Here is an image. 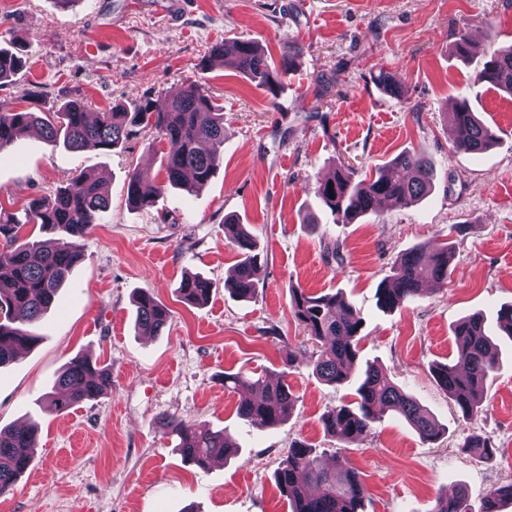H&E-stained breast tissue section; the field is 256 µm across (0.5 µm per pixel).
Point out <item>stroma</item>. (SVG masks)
Returning a JSON list of instances; mask_svg holds the SVG:
<instances>
[{
    "mask_svg": "<svg viewBox=\"0 0 512 512\" xmlns=\"http://www.w3.org/2000/svg\"><path fill=\"white\" fill-rule=\"evenodd\" d=\"M463 31L478 42L465 60L453 52ZM247 39L277 67L285 46L299 47L276 94L206 64L214 44ZM9 43L26 65L0 83V112L36 110L40 89L54 99L81 93L100 112L197 80L224 108V163L198 191L167 186L160 158L170 146L152 129L110 153L53 148L35 130L0 155L2 208L20 209L80 171L104 177L110 200L40 323V343L0 368V427L38 425L33 463L0 497V512H291L274 474L297 441L359 474L364 512H430L460 486L480 512L489 490L512 480V339H496L482 414L462 418L432 375L454 360L462 319L483 315L493 330L512 304V97L474 81L490 45L512 44V0H0V44ZM382 70L398 94L376 86ZM462 95L499 136L484 153L451 149ZM411 149L433 169L412 206L337 224L311 188L339 165L361 179ZM135 169L164 185L151 208L127 201ZM229 215L259 247L249 301L224 288L239 260L224 241ZM447 244L446 285L425 284L395 310L379 306L401 253ZM188 274L213 282L206 304L178 296ZM293 287L344 295L363 319L357 369L382 367L412 393L439 424L436 441L391 411L348 444L324 432L322 414L351 390L314 374L313 345L290 312ZM143 290L171 310L162 335L138 331L133 297ZM290 353L299 362L287 370ZM76 356L110 368L112 389L55 413L43 396ZM239 371L287 372L296 399L278 428L237 418L241 394L225 389L224 376ZM168 414L226 429L237 455L190 464L159 426ZM473 433L491 437L493 463L463 449Z\"/></svg>",
    "mask_w": 512,
    "mask_h": 512,
    "instance_id": "35a3bbf8",
    "label": "stroma"
}]
</instances>
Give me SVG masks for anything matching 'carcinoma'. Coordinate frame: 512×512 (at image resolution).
Returning <instances> with one entry per match:
<instances>
[{"label": "carcinoma", "instance_id": "1", "mask_svg": "<svg viewBox=\"0 0 512 512\" xmlns=\"http://www.w3.org/2000/svg\"><path fill=\"white\" fill-rule=\"evenodd\" d=\"M211 55L230 68L276 95L281 76L273 71L259 44L246 40L236 43L230 55L217 45ZM24 67L23 56L0 47V82ZM476 82L490 89L512 94V46L494 49L475 76ZM40 129L51 147L61 143L72 150L88 144L111 152L142 130H155L172 149L162 156L168 183H183L187 174L192 182L204 185L224 159V112L201 83L192 81L165 94L160 101L149 100L132 106L115 105L89 117L83 99L74 97L50 104L42 113L0 112V154L31 129ZM448 137L457 152L480 154L497 144L494 129L473 112L469 101H456ZM399 175H393V171ZM432 168L418 150H405L375 177L356 180L349 168L336 170L328 179L315 183L314 193L335 217L336 223L350 224L382 203L404 207L414 203L431 187ZM164 186L137 170L128 174L126 194L129 203L148 208ZM109 208L103 180H90L75 174L66 185L49 195L32 199L23 217L0 212V368L9 365L18 351L35 346L41 336L35 325L56 303L60 288L83 259L80 241L100 223ZM39 225L46 238L21 239V231ZM224 239L238 250L240 259L231 292L239 298L254 297L260 256L246 225L224 219ZM452 248L430 251L425 247L402 254L396 262L391 284L379 289L381 306L394 308L413 300L423 284L448 283ZM213 283L196 274L185 276L177 287L180 298L191 304L209 300ZM136 324L154 336L163 333L170 309L148 292L134 298ZM291 314L302 325L309 339L318 346L314 370L324 382L336 387L349 385L351 371L359 356L362 318L338 293L308 294L295 287L290 292ZM457 354L451 364L433 369L437 385L448 395L463 418L484 412V387L498 364L484 318L471 316L454 329ZM287 371L267 383L260 397L242 399L236 415L243 423L274 429L288 415L294 395L287 382ZM111 385L109 369L85 357L72 359L58 376L55 389L46 396V405L58 414L104 394ZM391 410L406 419L425 441L440 436V428L417 401L396 384L386 372L371 364L355 388V401L328 409L323 427L341 443H349L370 432L379 413ZM164 432L178 438L182 456L200 467L216 456L235 452L231 439L222 430L213 431L190 425L166 415L161 417ZM35 427L0 429V496L14 491L19 478L33 461ZM463 447L490 463L496 448L487 436L470 434ZM277 487L291 504L292 512H364L366 491L358 474L336 462L323 465L316 450L296 442L275 472ZM512 500V482L490 490L481 512H497L498 502ZM431 512H469L466 496L459 489L436 499Z\"/></svg>", "mask_w": 512, "mask_h": 512}]
</instances>
